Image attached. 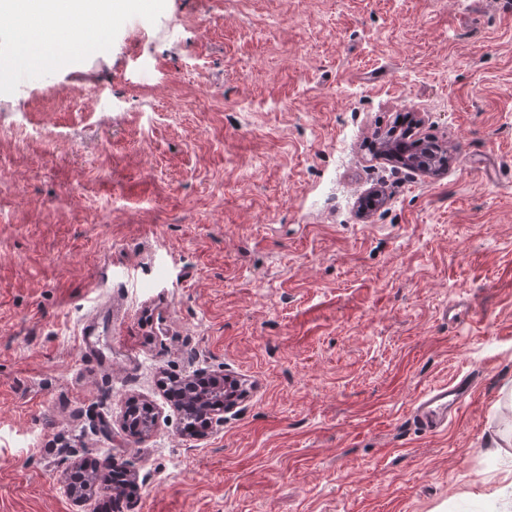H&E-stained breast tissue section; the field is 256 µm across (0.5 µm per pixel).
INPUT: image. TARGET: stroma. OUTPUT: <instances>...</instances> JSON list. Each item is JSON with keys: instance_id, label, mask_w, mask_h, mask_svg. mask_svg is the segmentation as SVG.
I'll return each instance as SVG.
<instances>
[{"instance_id": "1", "label": "stroma", "mask_w": 512, "mask_h": 512, "mask_svg": "<svg viewBox=\"0 0 512 512\" xmlns=\"http://www.w3.org/2000/svg\"><path fill=\"white\" fill-rule=\"evenodd\" d=\"M24 22L0 14V512H104L69 484L107 458L122 512H512V0H112L35 55ZM400 113L445 166L378 156ZM227 374L245 397L184 433L165 380ZM101 336H111L110 341H104ZM82 357L87 362L103 364L112 350V315L110 309L97 312L82 326L79 338ZM473 385L467 378L426 389L410 412L411 423L419 430L437 433L448 427L452 412L471 394Z\"/></svg>"}]
</instances>
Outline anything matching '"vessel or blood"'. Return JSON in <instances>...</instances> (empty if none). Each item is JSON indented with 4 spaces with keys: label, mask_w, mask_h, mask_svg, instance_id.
Returning <instances> with one entry per match:
<instances>
[{
    "label": "vessel or blood",
    "mask_w": 512,
    "mask_h": 512,
    "mask_svg": "<svg viewBox=\"0 0 512 512\" xmlns=\"http://www.w3.org/2000/svg\"><path fill=\"white\" fill-rule=\"evenodd\" d=\"M112 333L110 313L100 312L82 326L79 346L83 358L89 362L105 363L112 350L107 337ZM473 385L469 379L459 378L450 383L426 389L415 401L411 412L412 424L420 430L437 433L448 427L452 412L471 394Z\"/></svg>",
    "instance_id": "obj_1"
}]
</instances>
